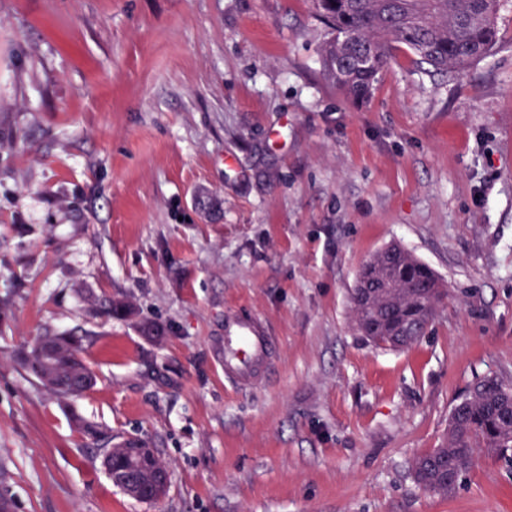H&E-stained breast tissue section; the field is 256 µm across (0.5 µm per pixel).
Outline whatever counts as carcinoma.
Listing matches in <instances>:
<instances>
[{
	"mask_svg": "<svg viewBox=\"0 0 512 512\" xmlns=\"http://www.w3.org/2000/svg\"><path fill=\"white\" fill-rule=\"evenodd\" d=\"M499 6L500 0H316L320 16L333 30L321 49L323 70L355 103L372 96L396 44L407 46L435 73L461 74L494 48ZM392 263L398 274L392 292L376 289L364 302L356 299V290L350 293L357 331L389 349L397 340L385 323L390 312L409 325L410 346L426 335L448 296L434 271L402 246L393 258L383 249L373 254L359 278L377 280ZM82 341L81 336L47 333L21 352L20 362L57 397L81 394L96 383L80 359ZM481 448L512 466V385L495 377L477 381L454 405L448 437L415 459V479L427 490L447 495L474 466Z\"/></svg>",
	"mask_w": 512,
	"mask_h": 512,
	"instance_id": "carcinoma-1",
	"label": "carcinoma"
}]
</instances>
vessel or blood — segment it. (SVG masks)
<instances>
[{
  "label": "vessel or blood",
  "instance_id": "1",
  "mask_svg": "<svg viewBox=\"0 0 512 512\" xmlns=\"http://www.w3.org/2000/svg\"><path fill=\"white\" fill-rule=\"evenodd\" d=\"M274 350L275 339L258 317L225 314L220 356L226 381L244 389L256 386L268 372Z\"/></svg>",
  "mask_w": 512,
  "mask_h": 512
}]
</instances>
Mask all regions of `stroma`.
Returning <instances> with one entry per match:
<instances>
[{"label": "stroma", "mask_w": 512, "mask_h": 512, "mask_svg": "<svg viewBox=\"0 0 512 512\" xmlns=\"http://www.w3.org/2000/svg\"><path fill=\"white\" fill-rule=\"evenodd\" d=\"M496 25L456 76L394 49L356 104L312 0H0L15 512H512L486 452L448 496L413 473L478 378L512 384V0ZM392 243L448 290L400 350L359 335L349 300ZM229 311L276 339L258 388L224 383ZM48 330L85 336L92 389L61 399L23 370ZM130 436L169 468L158 501L102 464Z\"/></svg>", "instance_id": "obj_1"}]
</instances>
